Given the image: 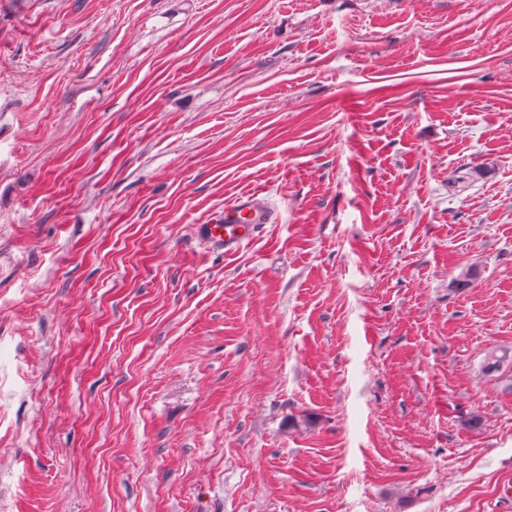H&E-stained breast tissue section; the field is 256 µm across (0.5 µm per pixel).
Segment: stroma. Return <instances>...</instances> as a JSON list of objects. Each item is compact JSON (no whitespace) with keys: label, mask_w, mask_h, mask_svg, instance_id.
Segmentation results:
<instances>
[{"label":"stroma","mask_w":512,"mask_h":512,"mask_svg":"<svg viewBox=\"0 0 512 512\" xmlns=\"http://www.w3.org/2000/svg\"><path fill=\"white\" fill-rule=\"evenodd\" d=\"M492 349L512 0H0V512H499ZM273 220L274 213L266 201L248 194L226 205L224 215L214 224H202L201 228L212 241L223 244L225 252H233L253 239L262 225Z\"/></svg>","instance_id":"35a3bbf8"}]
</instances>
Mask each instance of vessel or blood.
I'll return each instance as SVG.
<instances>
[{
  "label": "vessel or blood",
  "instance_id": "b4317fda",
  "mask_svg": "<svg viewBox=\"0 0 512 512\" xmlns=\"http://www.w3.org/2000/svg\"><path fill=\"white\" fill-rule=\"evenodd\" d=\"M273 220L274 213L266 201L248 194L226 205L223 216L215 223L203 225L202 231L212 241L223 244L225 251L233 252Z\"/></svg>",
  "mask_w": 512,
  "mask_h": 512
}]
</instances>
